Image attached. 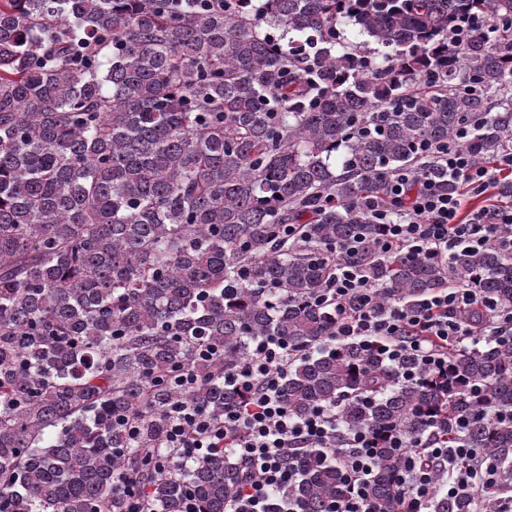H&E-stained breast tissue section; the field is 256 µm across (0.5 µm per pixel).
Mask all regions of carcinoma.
Wrapping results in <instances>:
<instances>
[{
	"mask_svg": "<svg viewBox=\"0 0 512 512\" xmlns=\"http://www.w3.org/2000/svg\"><path fill=\"white\" fill-rule=\"evenodd\" d=\"M464 128L480 163L512 141V0H0V512H128L132 491L225 512L236 461L183 466L162 441L182 404L224 420L240 401L224 369L253 336L299 349L295 415L338 404L377 437L385 512H407L406 445L461 415L469 447L512 464V346L449 353L453 388L356 342L309 352L335 329L313 298L354 237L384 304L472 279L512 309L501 244L446 264L375 244L389 177ZM292 460L277 495L304 512L348 496L323 454Z\"/></svg>",
	"mask_w": 512,
	"mask_h": 512,
	"instance_id": "obj_1",
	"label": "carcinoma"
}]
</instances>
